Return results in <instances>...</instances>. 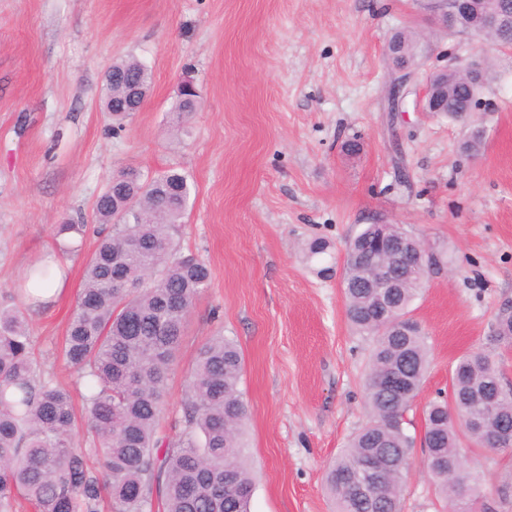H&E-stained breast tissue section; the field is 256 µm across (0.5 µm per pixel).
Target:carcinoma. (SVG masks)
Masks as SVG:
<instances>
[{
	"instance_id": "carcinoma-1",
	"label": "carcinoma",
	"mask_w": 512,
	"mask_h": 512,
	"mask_svg": "<svg viewBox=\"0 0 512 512\" xmlns=\"http://www.w3.org/2000/svg\"><path fill=\"white\" fill-rule=\"evenodd\" d=\"M390 43V63H422L415 33L398 30ZM149 79L150 71L135 59L113 63L103 108L118 121L127 118L129 82ZM475 106L462 76H448L446 116L469 127V154L479 153L484 141ZM191 193L187 176L168 170L109 184L96 200L100 240L85 261L63 346L85 389L82 412L66 391L37 373L23 309L0 303V512H16L22 500L34 512H100L105 495L113 512H150L155 506L161 512H247L254 476L243 454L247 409L239 389L242 359L233 340L215 336L200 348L183 430L172 439L158 432L167 374L192 306L210 282L207 265L175 243ZM404 234L399 224H367L345 254L346 317L374 346L365 379L368 420L326 474L336 512H402L413 447L406 413L423 383L429 350L417 323L404 333L394 323L407 317L425 275L419 268L401 273L395 288H368L363 266L364 248L381 236ZM122 274L144 285L114 287ZM496 322L498 340L511 343V305L498 311ZM390 372L405 380L396 395L384 387ZM496 385H502V373L493 356L467 352L451 373L448 394L425 409L423 468L452 510L458 489L471 480L460 438L477 450L512 448V388L491 402L487 395ZM499 428L507 434L494 444L490 437ZM81 429L92 437L87 448L73 442ZM90 456L100 458V473L88 466ZM370 461L381 466L379 511L357 498L351 483Z\"/></svg>"
}]
</instances>
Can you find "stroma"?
Returning a JSON list of instances; mask_svg holds the SVG:
<instances>
[{
    "label": "stroma",
    "mask_w": 512,
    "mask_h": 512,
    "mask_svg": "<svg viewBox=\"0 0 512 512\" xmlns=\"http://www.w3.org/2000/svg\"><path fill=\"white\" fill-rule=\"evenodd\" d=\"M400 29L422 34L427 60L392 102L384 48ZM488 55L475 110L478 156L466 127L422 111L432 69ZM152 72L139 112L114 128L100 108L113 61ZM201 106L184 127L170 110L183 76ZM362 150L347 155L344 145ZM134 166L175 169L195 190L178 243L209 267L166 382L160 430L183 428L199 349L234 340L243 359L249 512H334L325 471L366 422L370 337L348 324L341 271L351 237L400 224L447 253L410 316L429 368L406 419L414 438L404 512H446L423 469L424 411L448 390L457 359L491 353L512 386V344L495 316L512 302V47L436 24L427 0H0V301L27 304L30 268L55 252L66 288L27 305L42 377L81 406L83 384L61 347L99 238L93 205ZM85 225L62 251L55 228ZM327 252L312 257L308 241ZM478 478L475 512H512V449L466 455Z\"/></svg>",
    "instance_id": "obj_1"
}]
</instances>
